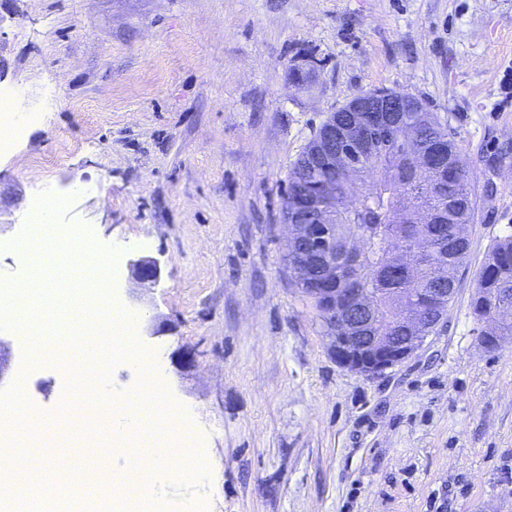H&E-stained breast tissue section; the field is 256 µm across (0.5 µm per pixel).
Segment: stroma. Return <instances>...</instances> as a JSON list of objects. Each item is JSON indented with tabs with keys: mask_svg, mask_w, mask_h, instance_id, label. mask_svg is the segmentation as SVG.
I'll return each instance as SVG.
<instances>
[{
	"mask_svg": "<svg viewBox=\"0 0 512 512\" xmlns=\"http://www.w3.org/2000/svg\"><path fill=\"white\" fill-rule=\"evenodd\" d=\"M313 61L306 83L289 73ZM0 87L34 113L0 155V276L42 184L116 248L113 292L136 341L162 351L213 479L166 484L153 512H512V338L489 348L471 313L493 242L512 235V0H0ZM377 88L415 97L471 165L470 248L447 323L374 377L336 362L288 270V171L330 114ZM492 194H485V184ZM161 262L152 285L129 261ZM81 366H44L30 413L57 418ZM44 448L94 453L112 421ZM112 489L30 497L46 512H114Z\"/></svg>",
	"mask_w": 512,
	"mask_h": 512,
	"instance_id": "35a3bbf8",
	"label": "stroma"
}]
</instances>
